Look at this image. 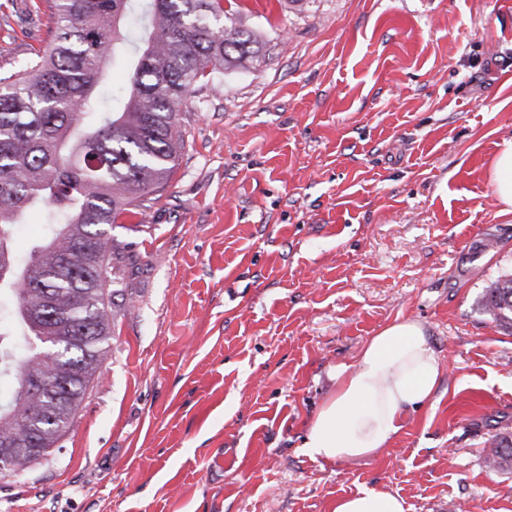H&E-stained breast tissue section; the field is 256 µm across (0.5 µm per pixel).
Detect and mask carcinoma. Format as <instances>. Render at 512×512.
<instances>
[{
  "label": "carcinoma",
  "instance_id": "1",
  "mask_svg": "<svg viewBox=\"0 0 512 512\" xmlns=\"http://www.w3.org/2000/svg\"><path fill=\"white\" fill-rule=\"evenodd\" d=\"M56 16L47 49L0 76V316L36 340L69 336L66 355L8 353L13 402L0 403V439L39 433L38 456L0 466L15 473L49 456L66 435L105 359L112 324L106 266L119 243L108 228L143 206L177 167L179 115L197 84L259 58L250 32L224 0H47ZM139 13L144 36L127 84L105 103L106 61L116 53L123 15ZM47 235L18 264L12 227L30 210ZM480 309L512 330V276L484 289ZM69 380L58 403L35 397V380ZM488 466L512 469V433L494 436Z\"/></svg>",
  "mask_w": 512,
  "mask_h": 512
}]
</instances>
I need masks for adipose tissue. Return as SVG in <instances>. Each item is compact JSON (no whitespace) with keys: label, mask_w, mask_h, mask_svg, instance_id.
Here are the masks:
<instances>
[{"label":"adipose tissue","mask_w":512,"mask_h":512,"mask_svg":"<svg viewBox=\"0 0 512 512\" xmlns=\"http://www.w3.org/2000/svg\"><path fill=\"white\" fill-rule=\"evenodd\" d=\"M440 357L421 324L399 319L372 336L357 362L338 366L332 395L305 438L309 455L325 461L361 459L387 448L409 413L428 404L439 385ZM333 512H405L403 500L364 490L337 500Z\"/></svg>","instance_id":"ef3b65f1"}]
</instances>
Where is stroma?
<instances>
[{
	"instance_id": "obj_1",
	"label": "stroma",
	"mask_w": 512,
	"mask_h": 512,
	"mask_svg": "<svg viewBox=\"0 0 512 512\" xmlns=\"http://www.w3.org/2000/svg\"><path fill=\"white\" fill-rule=\"evenodd\" d=\"M263 46L179 116L163 189L112 235L113 335L48 459L0 512H512V332L479 308L512 273L488 175L512 143V0H236ZM45 0H0V69L51 40ZM442 358L388 448L303 447L337 365L396 318ZM488 466L496 470L512 469V434L505 430L496 434L492 443ZM333 512H406L403 500L383 490H364L336 501Z\"/></svg>"
}]
</instances>
